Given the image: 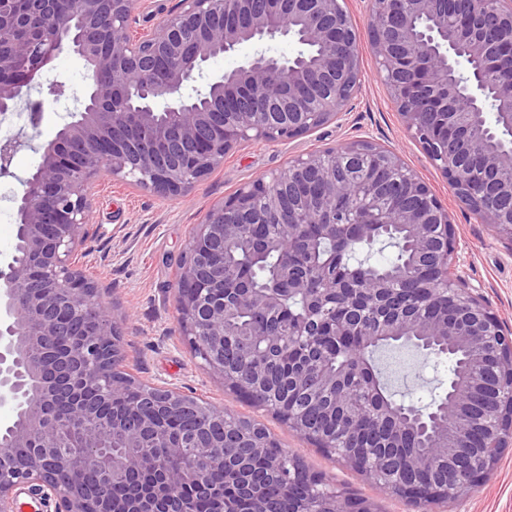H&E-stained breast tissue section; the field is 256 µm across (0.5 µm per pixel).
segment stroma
Instances as JSON below:
<instances>
[{
  "label": "stroma",
  "instance_id": "1",
  "mask_svg": "<svg viewBox=\"0 0 512 512\" xmlns=\"http://www.w3.org/2000/svg\"><path fill=\"white\" fill-rule=\"evenodd\" d=\"M346 6L361 36V87L345 111L314 131L286 141L242 142L225 156L222 165L178 198H165L102 174L95 184L93 222L98 236L90 243L87 274L99 285L101 301L121 327L126 370L137 381L179 388L211 406L260 423L309 471L369 499L379 512H414L413 506L290 431L271 411L226 388L220 378L202 368L200 359L174 333L176 274L194 224L213 205L287 167L293 158L365 138L399 153L432 188L452 218L463 275L478 287L489 309L512 327V239L477 223L409 137L369 46V0H347ZM87 83L85 61L65 51L30 91L43 103V118L37 126L15 129L20 146L8 172L0 174V193L5 196L0 204L5 209L0 215V265L7 261L15 242L13 198L38 164L40 146L71 121L73 103L81 99ZM379 362L405 401L426 404L448 387L447 362L425 357L413 347L386 348ZM447 512H512V447L474 492L449 502Z\"/></svg>",
  "mask_w": 512,
  "mask_h": 512
}]
</instances>
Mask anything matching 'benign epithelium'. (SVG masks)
<instances>
[{"label": "benign epithelium", "instance_id": "obj_1", "mask_svg": "<svg viewBox=\"0 0 512 512\" xmlns=\"http://www.w3.org/2000/svg\"><path fill=\"white\" fill-rule=\"evenodd\" d=\"M140 3L69 0L61 13L58 0H0V112L13 109L23 88L65 50L90 73L83 110L43 146L15 198L17 234L0 268V406L10 410L0 423V512H22V494L53 512H112L117 483L126 487L124 512H191L185 487L212 495L214 512H232L211 487L213 474L246 493L257 481L251 455H269L281 473L275 439L225 423L224 411L176 387L146 388L128 417L108 412L128 377L121 376V331L83 271L87 244L97 237L93 185L105 170L114 180L175 198L241 142L290 139L321 127L359 89V35L340 0H177L137 38L132 21ZM370 12L378 73L410 136L479 223L512 239V179L502 178L512 171V144L488 149L474 136L479 126L489 137L501 126L512 132V0H370ZM295 30L321 47L314 64L298 55L283 61L254 53L211 82L205 105L181 94L208 60ZM269 224L296 244L305 242L309 224L327 238L353 224L359 239L376 226H394L404 231L414 278L424 284V306L401 308L396 297L404 289L373 277L359 287L367 316L348 297L354 286L327 268L299 271L283 253L278 281L292 290L310 277L325 285L309 299L296 338L321 335L343 299L345 316L331 332L338 348L348 338L426 343L449 336V348L467 357L452 381V404L443 408L452 425L436 421L429 448L406 455L396 470L381 454L352 447L362 407L344 393L353 377L348 371L314 382L302 364L293 377L314 400L334 392L336 411L349 421L339 437L313 435L299 414L290 415L289 429L420 512L448 502L451 491L472 492L498 460L472 438L501 450L512 446V335L462 276L448 210L400 155L369 140L298 156L269 180L213 206L180 263L177 333L207 371L245 399L266 374L243 381L225 369V319L254 311L278 317L281 302L273 289L248 282L224 293V245L242 239L269 251L276 246V237L264 233ZM70 336L77 345H66ZM359 389L376 422L392 423L391 446L404 447L411 422L372 401L370 384ZM163 415L191 423L193 456L160 424ZM116 429L133 452L107 459L102 449ZM65 431L78 441L61 452ZM226 448L244 454L227 457ZM438 461L447 465L448 479L417 482ZM297 475L315 494L296 512H378L298 463L288 477Z\"/></svg>", "mask_w": 512, "mask_h": 512}]
</instances>
